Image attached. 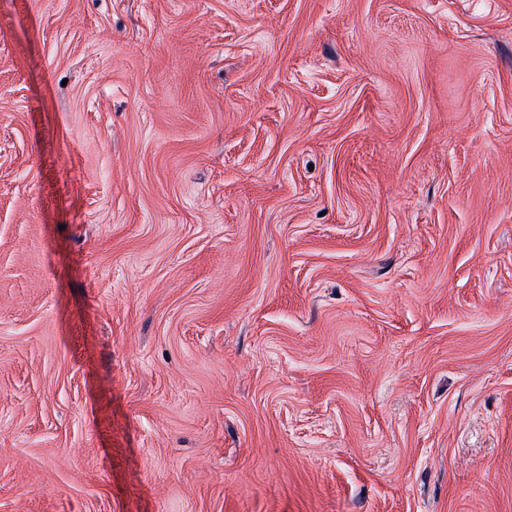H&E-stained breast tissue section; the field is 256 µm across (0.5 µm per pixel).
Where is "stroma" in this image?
<instances>
[{
  "label": "stroma",
  "mask_w": 512,
  "mask_h": 512,
  "mask_svg": "<svg viewBox=\"0 0 512 512\" xmlns=\"http://www.w3.org/2000/svg\"><path fill=\"white\" fill-rule=\"evenodd\" d=\"M0 512H512V0H0Z\"/></svg>",
  "instance_id": "stroma-1"
}]
</instances>
